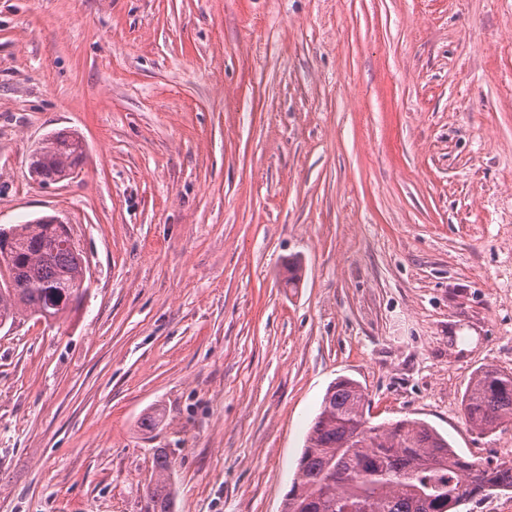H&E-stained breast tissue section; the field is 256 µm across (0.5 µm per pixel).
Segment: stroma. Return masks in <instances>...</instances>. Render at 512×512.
Here are the masks:
<instances>
[{
    "label": "stroma",
    "mask_w": 512,
    "mask_h": 512,
    "mask_svg": "<svg viewBox=\"0 0 512 512\" xmlns=\"http://www.w3.org/2000/svg\"><path fill=\"white\" fill-rule=\"evenodd\" d=\"M42 216L89 286L0 330V512H148L159 448L176 512H282L342 376L512 460L462 406L512 371V0H0V227ZM81 139L75 133L58 131L48 136L33 150L30 168L41 184H51L66 179L82 165L84 153Z\"/></svg>",
    "instance_id": "35a3bbf8"
}]
</instances>
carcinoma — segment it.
<instances>
[{"mask_svg": "<svg viewBox=\"0 0 512 512\" xmlns=\"http://www.w3.org/2000/svg\"><path fill=\"white\" fill-rule=\"evenodd\" d=\"M79 136L58 131L36 148L30 168L42 184L66 179L82 165ZM0 240V325L26 315L49 320L85 292L79 250L63 244L59 227L39 219L14 224ZM359 383L339 378L323 397L300 456L283 512H454L462 501L512 492V461H468L448 438L420 419L373 425ZM464 417L482 433L512 417V372L478 370L463 397ZM158 475L148 488L151 512H174L171 461L156 452Z\"/></svg>", "mask_w": 512, "mask_h": 512, "instance_id": "obj_1", "label": "carcinoma"}]
</instances>
